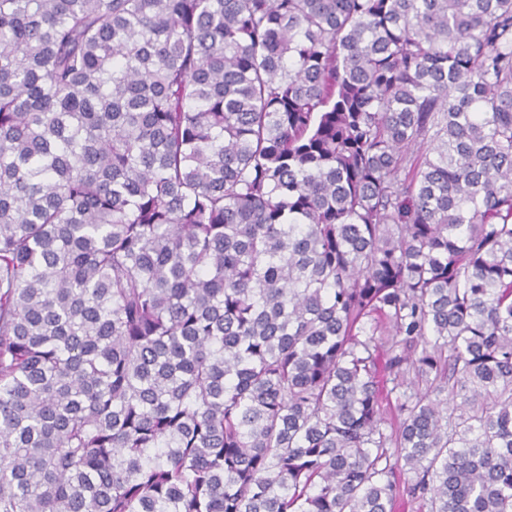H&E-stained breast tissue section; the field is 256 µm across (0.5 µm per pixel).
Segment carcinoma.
<instances>
[{"mask_svg":"<svg viewBox=\"0 0 512 512\" xmlns=\"http://www.w3.org/2000/svg\"><path fill=\"white\" fill-rule=\"evenodd\" d=\"M403 492L512 512V0H0V512Z\"/></svg>","mask_w":512,"mask_h":512,"instance_id":"carcinoma-1","label":"carcinoma"}]
</instances>
